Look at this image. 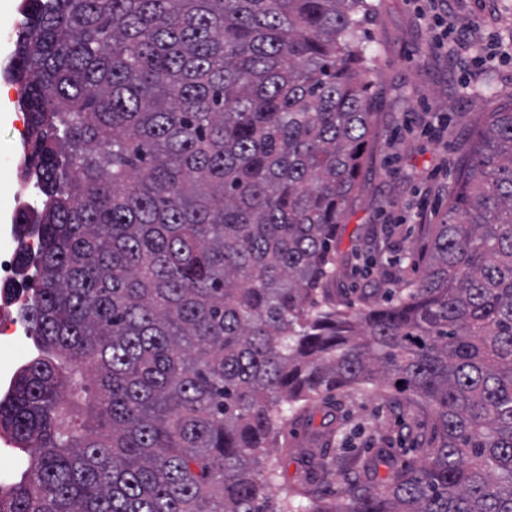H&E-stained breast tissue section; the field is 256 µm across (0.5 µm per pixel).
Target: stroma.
Returning <instances> with one entry per match:
<instances>
[{
    "label": "stroma",
    "mask_w": 512,
    "mask_h": 512,
    "mask_svg": "<svg viewBox=\"0 0 512 512\" xmlns=\"http://www.w3.org/2000/svg\"><path fill=\"white\" fill-rule=\"evenodd\" d=\"M26 0H0V261L15 257L14 226L21 192L23 146L29 115L19 106L24 83L7 73ZM361 34L375 58L377 107L374 134L352 205L336 242L338 299L351 309L417 280L434 224L448 210L455 175L472 130L512 97V0H450L448 23L469 29L467 48L437 46L433 17L418 0H374ZM425 413L388 391L367 388L315 401L278 435L268 460L282 466L280 484L298 490L300 512L337 503L339 476L313 478V451L345 446L353 455L387 444L389 468L412 459L410 433Z\"/></svg>",
    "instance_id": "1"
}]
</instances>
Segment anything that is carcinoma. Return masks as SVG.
I'll use <instances>...</instances> for the list:
<instances>
[{
  "label": "carcinoma",
  "instance_id": "carcinoma-1",
  "mask_svg": "<svg viewBox=\"0 0 512 512\" xmlns=\"http://www.w3.org/2000/svg\"><path fill=\"white\" fill-rule=\"evenodd\" d=\"M27 5L11 73L45 197L17 231L20 267L38 236L37 355L0 393L30 455L0 512H292L261 468L288 413L369 385L427 412L419 460L308 512H512V100L473 132L419 279L352 313L330 284L374 4Z\"/></svg>",
  "mask_w": 512,
  "mask_h": 512
}]
</instances>
